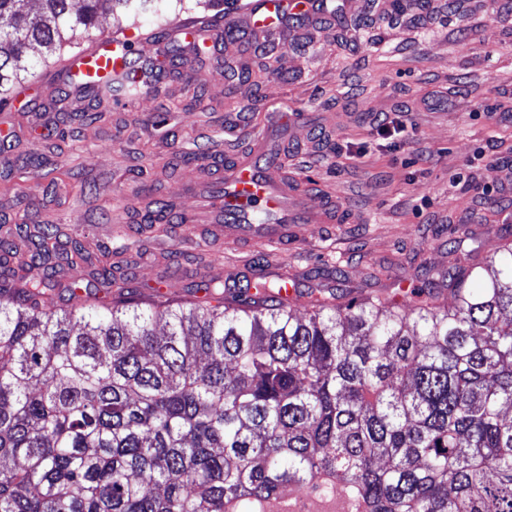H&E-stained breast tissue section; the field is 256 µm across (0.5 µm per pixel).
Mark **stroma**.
<instances>
[{"label": "stroma", "instance_id": "stroma-1", "mask_svg": "<svg viewBox=\"0 0 512 512\" xmlns=\"http://www.w3.org/2000/svg\"><path fill=\"white\" fill-rule=\"evenodd\" d=\"M224 5L167 0L162 12L99 15L93 37L135 38L189 18L223 22ZM348 29L318 25L288 50L239 56L234 41L197 52L187 42L141 52L174 70L134 103L89 101L71 85L46 87L49 66L30 54L15 97L10 146L0 151V234L16 222L59 225L92 258L111 246L142 294L201 298L203 279L246 263H275L320 284L391 297L448 285L454 254L484 264L512 240V6L507 0H431L401 15L352 0ZM434 96V111L410 104ZM404 110L389 142L371 136L376 114ZM305 123L289 148L358 211V224L311 225L278 253H238L204 224L164 234L142 220V199L193 204L201 178L219 182L227 155L248 147L270 113ZM205 151V162L190 153ZM36 163L23 164L21 152ZM68 173L53 189L48 172Z\"/></svg>", "mask_w": 512, "mask_h": 512}]
</instances>
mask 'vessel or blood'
I'll return each instance as SVG.
<instances>
[{
  "label": "vessel or blood",
  "instance_id": "obj_1",
  "mask_svg": "<svg viewBox=\"0 0 512 512\" xmlns=\"http://www.w3.org/2000/svg\"><path fill=\"white\" fill-rule=\"evenodd\" d=\"M315 15L338 19L334 0H246L227 14L224 30L250 46L274 43L285 48L293 41L295 23ZM212 31V26L185 20L157 35L155 42L164 45ZM151 67L135 42L125 37H102L66 60L50 79L70 84L81 75L100 81L123 77L145 88L150 84ZM297 124V117L272 114L249 149L226 162L221 184L200 182L195 206L177 208L180 223L194 224L204 216L212 231L228 243L280 251L297 243L303 225L352 223L350 210L319 190L317 176L286 172L284 148L292 141ZM272 278L281 284V302H299L300 290L294 277L279 270Z\"/></svg>",
  "mask_w": 512,
  "mask_h": 512
}]
</instances>
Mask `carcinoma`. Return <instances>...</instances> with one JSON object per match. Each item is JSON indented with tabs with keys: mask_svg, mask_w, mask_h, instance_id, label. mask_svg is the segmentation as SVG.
I'll list each match as a JSON object with an SVG mask.
<instances>
[{
	"mask_svg": "<svg viewBox=\"0 0 512 512\" xmlns=\"http://www.w3.org/2000/svg\"><path fill=\"white\" fill-rule=\"evenodd\" d=\"M161 0H0V105L30 52L94 29L99 10ZM101 100L135 84L86 88ZM176 221L167 201L153 213ZM27 264L62 251L56 224L16 225ZM0 241V512H263L286 490L345 495L359 512H512V246L454 266L453 304L418 287L400 301L280 284L188 307L127 288L59 308L45 273L13 285ZM100 283H117L112 249ZM86 290L89 257L65 251Z\"/></svg>",
	"mask_w": 512,
	"mask_h": 512,
	"instance_id": "cac0c4a2",
	"label": "carcinoma"
}]
</instances>
